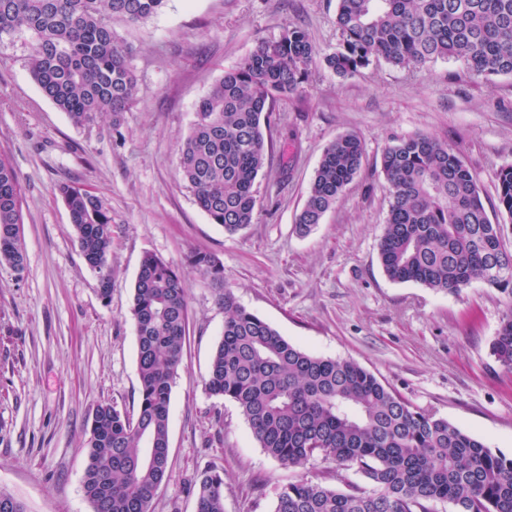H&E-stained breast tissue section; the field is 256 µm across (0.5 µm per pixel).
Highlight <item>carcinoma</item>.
<instances>
[{
  "label": "carcinoma",
  "instance_id": "1",
  "mask_svg": "<svg viewBox=\"0 0 512 512\" xmlns=\"http://www.w3.org/2000/svg\"><path fill=\"white\" fill-rule=\"evenodd\" d=\"M336 51L320 56L297 26L263 41L224 71L198 102L178 149V166L212 223L235 234L253 223L255 183L269 166L270 115L311 68L348 77L373 61L414 69L453 58L477 77L512 76V0H336ZM166 0H0V38H31L29 67L45 98L76 126L118 119L135 101L137 80L112 19L157 15ZM364 147L347 133L323 151L296 228L321 223L360 172ZM388 212L378 254L386 276L457 293L482 282L512 299V249L491 221L460 153L420 133L382 155ZM498 206L512 218V167L497 175ZM59 192L100 292L112 287V216L84 188ZM20 184L0 153V266L25 268ZM224 307V333L205 381L207 393L235 403L264 451L288 467L322 454L357 468L371 490L343 491L300 479L281 488L274 512H512V458L448 420L415 408L373 373L347 359L308 353L240 306L216 257L194 252ZM132 315L139 404L131 418L97 406L85 448L83 491L93 512H150L169 468V409L187 333L188 291L172 265L147 254L136 277ZM491 353L512 372V306ZM197 512H224V476L202 474Z\"/></svg>",
  "mask_w": 512,
  "mask_h": 512
}]
</instances>
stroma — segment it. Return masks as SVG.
Instances as JSON below:
<instances>
[{"label":"stroma","instance_id":"35a3bbf8","mask_svg":"<svg viewBox=\"0 0 512 512\" xmlns=\"http://www.w3.org/2000/svg\"><path fill=\"white\" fill-rule=\"evenodd\" d=\"M336 0H167L161 13L112 28L137 77L120 121L73 125L28 66L30 40L0 43V152L22 188L23 273L0 267V490L26 512H92L82 484L93 413L138 409L131 308L141 259L169 262L188 289V335L172 390L169 471L151 512H196L202 471L224 474V512H273L280 489L331 483L355 470L316 458L291 468L268 456L237 405L205 390L224 309L188 264L206 252L224 264L237 302L290 343L350 359L414 407L447 419L512 458V372L491 342L511 297L483 283L436 292L385 275L378 243L387 200L380 169L393 139L425 133L457 150L487 210L497 174L512 165V76L485 80L454 59L416 70L378 60L337 77L314 67L273 114L271 163L256 185L253 224L230 235L198 207L178 168V145L198 102L258 42L303 29L335 51ZM358 135L360 173L309 234L295 230L324 148ZM87 187L112 216V291L102 297L59 193Z\"/></svg>","mask_w":512,"mask_h":512}]
</instances>
